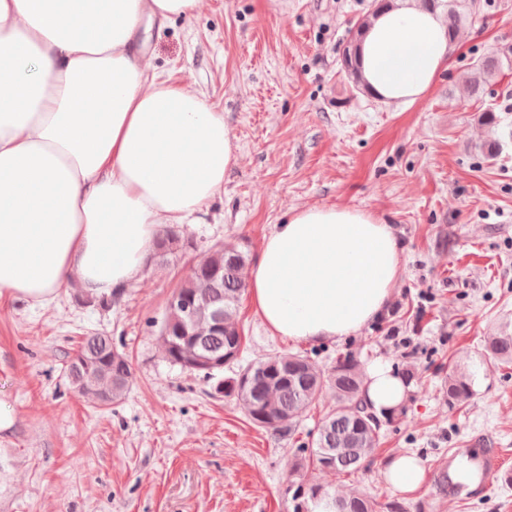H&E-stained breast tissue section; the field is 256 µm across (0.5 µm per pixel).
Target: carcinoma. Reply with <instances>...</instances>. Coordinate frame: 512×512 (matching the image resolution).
<instances>
[{
	"instance_id": "obj_1",
	"label": "carcinoma",
	"mask_w": 512,
	"mask_h": 512,
	"mask_svg": "<svg viewBox=\"0 0 512 512\" xmlns=\"http://www.w3.org/2000/svg\"><path fill=\"white\" fill-rule=\"evenodd\" d=\"M470 0H448L447 18L457 30L467 18ZM369 18L360 19L343 59L344 68L354 86H361L356 64V46ZM505 68H512V49L506 54L478 59L468 77L471 92L476 94L484 83ZM193 243L175 230L165 227L154 244L153 259L163 261L170 255L186 252ZM248 253L239 247L221 245L202 257L191 276L177 286L172 296L188 300L192 313L186 314L176 302H168L160 327L162 356L173 366L213 379L231 364H239L235 376L220 379L215 392L232 396L247 418L258 428L278 435L295 433L300 417L329 388L335 397L318 428L317 438L296 449L289 463L290 478L285 489L288 503H293L304 483L301 471L312 466L323 471L353 475L374 457L380 443L381 429L395 419H403L405 409L380 419L367 409L363 393L366 373L358 358L347 353L323 371L309 356L300 353L278 354L240 364L244 351L243 329L237 307L244 292L242 269ZM486 355L494 365L512 366V330L503 326L489 337ZM65 375L77 392L100 407L125 399L132 385V369L127 355L117 349L112 338L99 332L82 337L74 356L64 368ZM474 395L472 382L465 373L453 369L448 373V407L467 403ZM306 512H315L319 502L327 512H405L396 500L346 497L329 493L320 485L307 487Z\"/></svg>"
}]
</instances>
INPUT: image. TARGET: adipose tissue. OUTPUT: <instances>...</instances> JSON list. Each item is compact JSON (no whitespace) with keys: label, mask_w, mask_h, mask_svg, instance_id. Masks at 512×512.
Returning <instances> with one entry per match:
<instances>
[{"label":"adipose tissue","mask_w":512,"mask_h":512,"mask_svg":"<svg viewBox=\"0 0 512 512\" xmlns=\"http://www.w3.org/2000/svg\"><path fill=\"white\" fill-rule=\"evenodd\" d=\"M198 0H0V303H50L74 285L122 292L160 230L200 211L237 162L223 113L146 74L142 20ZM455 43L440 7L396 0L370 19L362 78L390 104L422 99ZM391 224L350 206L295 209L260 245L248 296L269 331L295 343L353 336L384 312L401 272ZM403 379L368 371L376 413Z\"/></svg>","instance_id":"adipose-tissue-1"}]
</instances>
